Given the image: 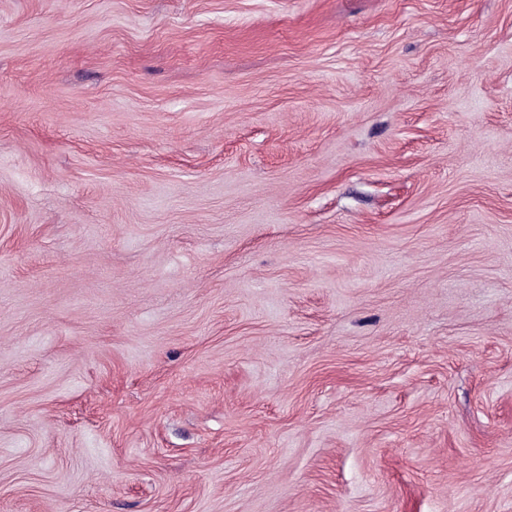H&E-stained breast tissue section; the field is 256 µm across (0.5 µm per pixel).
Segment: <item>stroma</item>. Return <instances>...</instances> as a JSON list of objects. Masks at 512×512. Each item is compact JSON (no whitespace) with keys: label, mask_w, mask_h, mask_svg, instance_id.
<instances>
[{"label":"stroma","mask_w":512,"mask_h":512,"mask_svg":"<svg viewBox=\"0 0 512 512\" xmlns=\"http://www.w3.org/2000/svg\"><path fill=\"white\" fill-rule=\"evenodd\" d=\"M0 512H512V0H0Z\"/></svg>","instance_id":"obj_1"}]
</instances>
